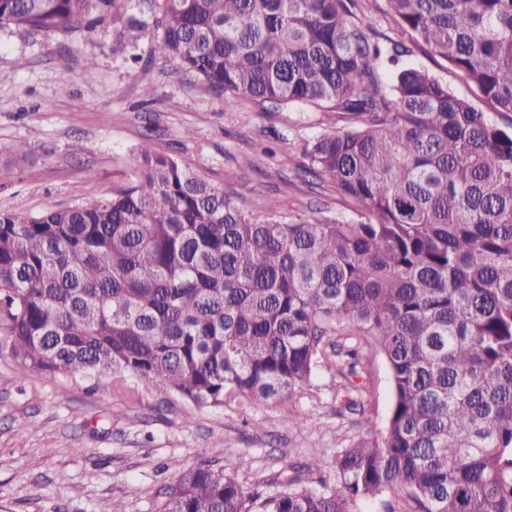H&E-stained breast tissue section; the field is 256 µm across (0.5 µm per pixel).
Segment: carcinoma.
<instances>
[{"mask_svg": "<svg viewBox=\"0 0 512 512\" xmlns=\"http://www.w3.org/2000/svg\"><path fill=\"white\" fill-rule=\"evenodd\" d=\"M119 0H0V30L71 34ZM154 52L218 94L311 105L347 126L306 143L301 172L355 221L253 218L164 154L112 195L0 210V346L26 373L68 372L198 408L277 409L335 371L336 414L364 415L383 358L382 426L283 469L266 495L204 461L157 512H512V0H383L398 37H371L359 0H146ZM421 48L497 112L401 60ZM367 387L369 405L366 415L371 421L381 424L391 403V380L386 364L379 356L373 358L368 366Z\"/></svg>", "mask_w": 512, "mask_h": 512, "instance_id": "obj_1", "label": "carcinoma"}]
</instances>
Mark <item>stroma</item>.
Returning <instances> with one entry per match:
<instances>
[{
    "label": "stroma",
    "mask_w": 512,
    "mask_h": 512,
    "mask_svg": "<svg viewBox=\"0 0 512 512\" xmlns=\"http://www.w3.org/2000/svg\"><path fill=\"white\" fill-rule=\"evenodd\" d=\"M159 34L143 0H121L103 22L68 36L0 31V209L37 213L111 195L149 151L188 164L256 216L275 202L290 223L359 219L351 200L296 175L305 144L343 127L339 115L217 95L153 54ZM88 59L96 68L86 80ZM21 141L27 158H12ZM367 387L366 414L383 423L391 380L382 358L371 360ZM335 395V373L321 372L295 403L308 419L299 427L269 408L193 411L145 386L128 400L78 376L26 375L2 348L0 512H99L108 499L156 512L158 490L182 467L223 461L228 448L250 457L239 479L252 490L265 491L266 478L315 448L330 476L337 451L359 433L337 416Z\"/></svg>",
    "instance_id": "35a3bbf8"
}]
</instances>
